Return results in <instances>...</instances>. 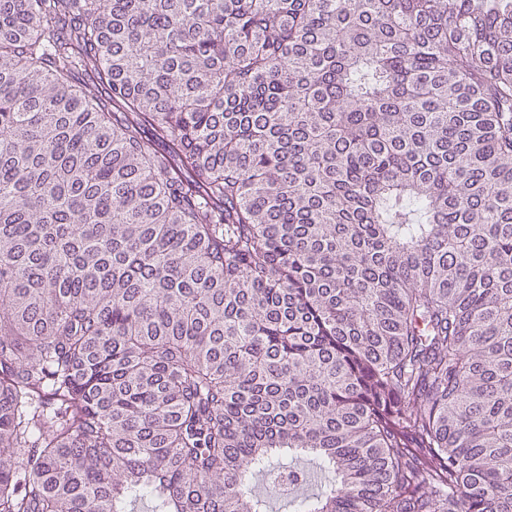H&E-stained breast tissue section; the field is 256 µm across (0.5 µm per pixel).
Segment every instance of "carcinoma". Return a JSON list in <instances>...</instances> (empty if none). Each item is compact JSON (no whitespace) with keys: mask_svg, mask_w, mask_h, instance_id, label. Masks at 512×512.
<instances>
[{"mask_svg":"<svg viewBox=\"0 0 512 512\" xmlns=\"http://www.w3.org/2000/svg\"><path fill=\"white\" fill-rule=\"evenodd\" d=\"M301 454L512 512V0H0V512Z\"/></svg>","mask_w":512,"mask_h":512,"instance_id":"1","label":"carcinoma"}]
</instances>
